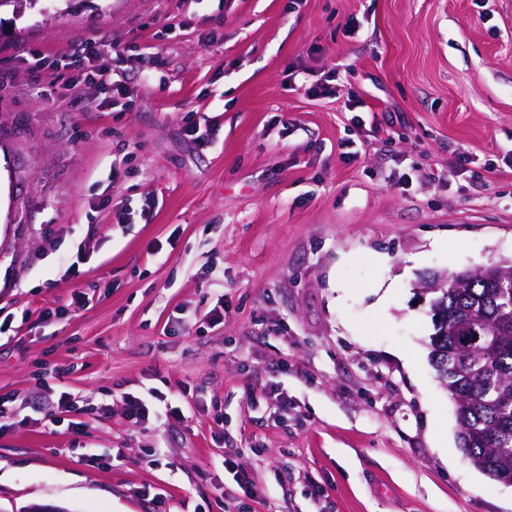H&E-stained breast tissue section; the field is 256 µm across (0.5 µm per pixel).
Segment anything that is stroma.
I'll return each mask as SVG.
<instances>
[{"label": "stroma", "instance_id": "stroma-1", "mask_svg": "<svg viewBox=\"0 0 512 512\" xmlns=\"http://www.w3.org/2000/svg\"><path fill=\"white\" fill-rule=\"evenodd\" d=\"M93 34L125 98L38 95L28 53ZM2 60L0 512H512L418 289L512 257V0H41ZM151 388L182 420L129 424ZM63 392L83 431L44 424ZM336 68L324 71L322 75L306 89L307 93L314 97L328 98L336 94ZM150 397L152 400H148L146 398H142L140 396H136L130 393H124L122 396V402L124 406V412L127 420L133 426H142L150 420V416H152L154 412V402H165L167 396L158 391V389H153Z\"/></svg>", "mask_w": 512, "mask_h": 512}]
</instances>
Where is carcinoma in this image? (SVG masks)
Wrapping results in <instances>:
<instances>
[{
  "mask_svg": "<svg viewBox=\"0 0 512 512\" xmlns=\"http://www.w3.org/2000/svg\"><path fill=\"white\" fill-rule=\"evenodd\" d=\"M488 266L453 275L458 285L439 292L447 333L433 328L430 360L438 376L446 378L457 420L466 428L461 440L465 458L495 478L512 474V288H492ZM488 336L499 339L489 353L477 349L460 355L459 367L448 373V358L464 344Z\"/></svg>",
  "mask_w": 512,
  "mask_h": 512,
  "instance_id": "carcinoma-1",
  "label": "carcinoma"
}]
</instances>
